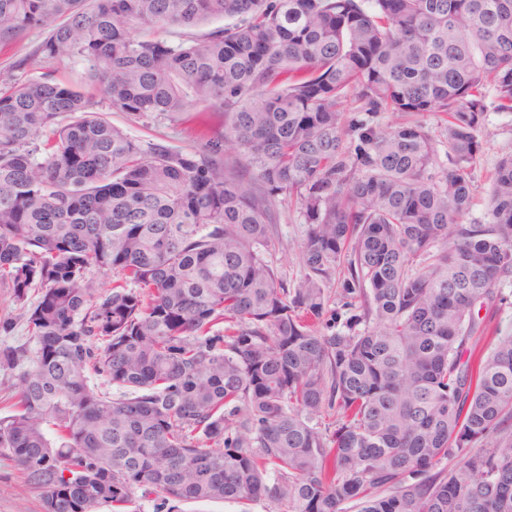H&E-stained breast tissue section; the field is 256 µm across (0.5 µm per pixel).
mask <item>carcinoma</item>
Segmentation results:
<instances>
[{
  "instance_id": "carcinoma-1",
  "label": "carcinoma",
  "mask_w": 512,
  "mask_h": 512,
  "mask_svg": "<svg viewBox=\"0 0 512 512\" xmlns=\"http://www.w3.org/2000/svg\"><path fill=\"white\" fill-rule=\"evenodd\" d=\"M36 29L14 68L46 72L0 88V286L29 334L0 343V456L43 512H512V323L479 317L512 284V153L463 222L486 89L512 112V0H0V44ZM72 59L131 120L224 122L133 138L48 71ZM305 230L298 214L288 206L285 209L282 223L279 224V241L267 254L268 259L278 268L282 277L295 280L303 273L300 261L299 243Z\"/></svg>"
}]
</instances>
